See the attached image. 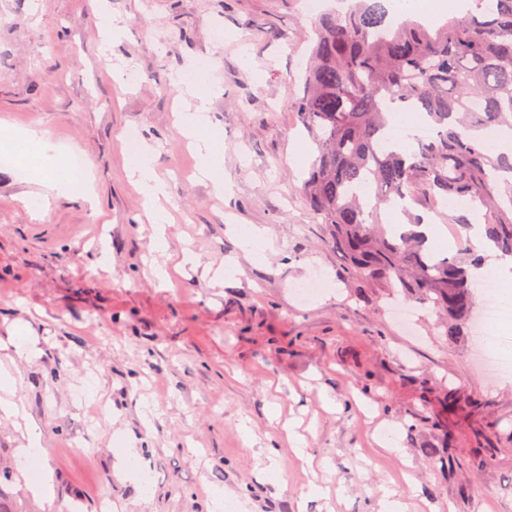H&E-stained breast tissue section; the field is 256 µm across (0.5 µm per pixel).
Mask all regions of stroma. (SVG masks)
Segmentation results:
<instances>
[{"instance_id":"stroma-1","label":"stroma","mask_w":512,"mask_h":512,"mask_svg":"<svg viewBox=\"0 0 512 512\" xmlns=\"http://www.w3.org/2000/svg\"><path fill=\"white\" fill-rule=\"evenodd\" d=\"M102 9L124 29L106 50ZM312 25L303 0H0V124L82 155L93 193L0 169V344L38 340L11 372L52 479L39 499L19 469L23 512H207L212 488L233 512H380L388 493L404 512H512V371L487 370L477 338L448 340L420 305L408 332L386 301L351 298L300 196L312 146L292 105ZM202 57L221 198L177 128L174 83ZM126 130L168 185L163 253L135 220ZM238 225L267 228L266 262ZM320 269L322 293L299 301L292 283ZM447 389L472 410L442 429ZM286 423L327 468L303 467ZM447 442L463 458L448 471L423 451Z\"/></svg>"}]
</instances>
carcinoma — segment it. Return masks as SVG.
Segmentation results:
<instances>
[{"label": "carcinoma", "instance_id": "obj_1", "mask_svg": "<svg viewBox=\"0 0 512 512\" xmlns=\"http://www.w3.org/2000/svg\"><path fill=\"white\" fill-rule=\"evenodd\" d=\"M476 11L430 30L407 16L387 18L381 0H357L343 13L324 12L303 74L305 92L294 105L297 121L316 146L300 192L325 225L358 299L376 288L435 312L444 335L470 333L478 259L470 239L459 253L437 256L425 234L387 232L383 216L406 201L426 212L440 200L464 202L455 221L484 220V237L512 256V151L490 142L512 132V0H473ZM425 113L430 134L417 148L381 146L392 136L388 103ZM362 184L373 193L356 192ZM14 471L0 469V512H23L4 484Z\"/></svg>", "mask_w": 512, "mask_h": 512}]
</instances>
